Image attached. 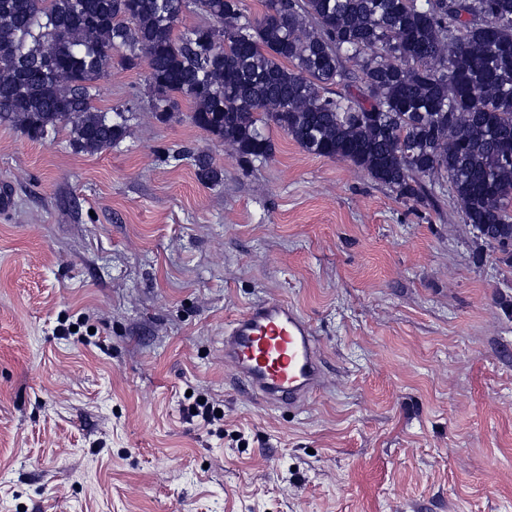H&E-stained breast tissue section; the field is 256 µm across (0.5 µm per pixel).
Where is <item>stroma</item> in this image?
I'll use <instances>...</instances> for the list:
<instances>
[{
  "instance_id": "obj_1",
  "label": "stroma",
  "mask_w": 512,
  "mask_h": 512,
  "mask_svg": "<svg viewBox=\"0 0 512 512\" xmlns=\"http://www.w3.org/2000/svg\"><path fill=\"white\" fill-rule=\"evenodd\" d=\"M145 76L101 79L95 106L133 112L106 151L0 127V512H512V269L457 203L275 128L243 168L186 98L148 112ZM274 300L327 357L299 411L224 361L226 321ZM166 160L176 165L189 160L195 168L198 179L205 185H216L223 180V170L218 167L209 153L194 149H179L167 152Z\"/></svg>"
}]
</instances>
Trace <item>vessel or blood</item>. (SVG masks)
I'll use <instances>...</instances> for the list:
<instances>
[{"instance_id":"vessel-or-blood-1","label":"vessel or blood","mask_w":512,"mask_h":512,"mask_svg":"<svg viewBox=\"0 0 512 512\" xmlns=\"http://www.w3.org/2000/svg\"><path fill=\"white\" fill-rule=\"evenodd\" d=\"M224 358L244 389L271 407L304 406L325 377L310 322L284 302L252 304L226 324Z\"/></svg>"}]
</instances>
